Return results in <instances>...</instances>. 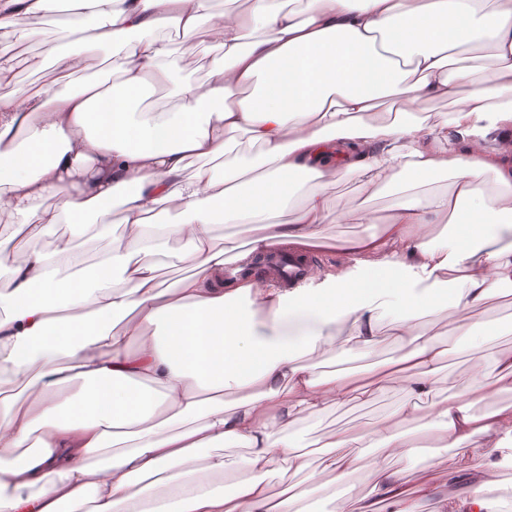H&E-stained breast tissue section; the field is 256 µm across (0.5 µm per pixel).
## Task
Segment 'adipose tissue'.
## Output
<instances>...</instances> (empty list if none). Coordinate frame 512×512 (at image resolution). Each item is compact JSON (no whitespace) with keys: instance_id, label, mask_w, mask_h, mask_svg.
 Masks as SVG:
<instances>
[{"instance_id":"adipose-tissue-1","label":"adipose tissue","mask_w":512,"mask_h":512,"mask_svg":"<svg viewBox=\"0 0 512 512\" xmlns=\"http://www.w3.org/2000/svg\"><path fill=\"white\" fill-rule=\"evenodd\" d=\"M65 11L87 29L84 44L56 52L52 81L0 94V221L13 229L0 239V371L27 388L0 404V452L12 455L0 463V512H306L307 491L272 493L276 464L315 490H346L366 456L358 512H420L431 477L390 462L424 444L458 449L460 469L475 471L460 512H489L512 404L473 408L512 391V351L440 396L446 347L422 321L437 295L414 282L457 284L448 321L463 337L467 310L493 307L512 285V246L500 244L512 235V0H306L300 11L251 0L220 13L210 0H0V87L15 82L16 44ZM256 28L264 36L250 39ZM159 29L201 31L221 48L205 83L180 78ZM484 38L486 71L468 63ZM102 46L121 67L87 78ZM160 90L173 104L156 112L145 100ZM424 99L455 107L413 119ZM241 131L259 158L231 155ZM440 173L447 188L423 189ZM348 175L369 195L403 180L413 193L377 232L324 237L328 192ZM116 201L123 234L86 272L76 242L94 226L108 233ZM162 205L173 220L152 223ZM223 223L255 225L250 253L318 246L339 265L313 269L303 288L226 281L212 235ZM60 224L68 236L34 249ZM442 224L456 226L452 238ZM169 240L190 247L195 272L162 288L155 255ZM357 265L401 276L358 280ZM388 336L397 358L360 374L301 361ZM394 384L399 405L357 433L330 434L321 463L289 439L303 416ZM423 418L422 438L408 425ZM227 445L246 450L229 494Z\"/></svg>"}]
</instances>
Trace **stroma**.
Instances as JSON below:
<instances>
[{
  "instance_id": "stroma-1",
  "label": "stroma",
  "mask_w": 512,
  "mask_h": 512,
  "mask_svg": "<svg viewBox=\"0 0 512 512\" xmlns=\"http://www.w3.org/2000/svg\"><path fill=\"white\" fill-rule=\"evenodd\" d=\"M63 23V18H56L45 25L42 35L18 45L17 51L24 64L17 72V86L40 84L52 79L50 58L64 45L59 34ZM170 44L175 54L185 58V77L196 83L205 82L209 60L217 52L205 34L200 32L174 36L171 37ZM404 198L405 193L399 185L387 186L374 196H366L356 178L352 176L342 179L329 193L332 210L348 212L365 208L372 211L376 220L384 218L390 207ZM158 261L161 265L159 285L163 288L173 287L179 279L193 271V259L189 249L179 241H168ZM468 317L470 323L484 326L483 331L473 339L451 334L446 311H437L426 318L433 332L448 336V357L442 371L440 395H447L449 388L466 380L474 364L490 362L499 351L512 348V287L503 289L496 309L488 312L474 309L469 312ZM398 353L397 346L387 340L374 349L357 351L346 356L337 355L332 349L318 351L306 355L304 361L324 371L358 370L397 356ZM401 399L399 389L390 387L375 399L339 410L331 409L318 418L304 419L292 430L291 436L301 448L315 447L331 431L345 428L356 431L367 423L379 420L392 411Z\"/></svg>"
}]
</instances>
